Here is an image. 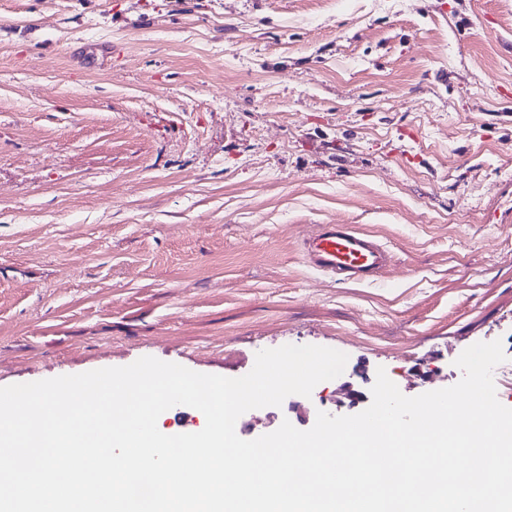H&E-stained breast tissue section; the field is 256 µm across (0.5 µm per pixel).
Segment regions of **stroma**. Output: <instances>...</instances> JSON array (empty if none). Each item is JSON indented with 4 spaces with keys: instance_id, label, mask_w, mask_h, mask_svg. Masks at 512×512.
<instances>
[{
    "instance_id": "35a3bbf8",
    "label": "stroma",
    "mask_w": 512,
    "mask_h": 512,
    "mask_svg": "<svg viewBox=\"0 0 512 512\" xmlns=\"http://www.w3.org/2000/svg\"><path fill=\"white\" fill-rule=\"evenodd\" d=\"M326 224L384 272L312 267ZM494 340L512 365V0H0V386L347 354L252 440Z\"/></svg>"
}]
</instances>
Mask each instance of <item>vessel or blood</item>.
Listing matches in <instances>:
<instances>
[{
  "instance_id": "vessel-or-blood-1",
  "label": "vessel or blood",
  "mask_w": 512,
  "mask_h": 512,
  "mask_svg": "<svg viewBox=\"0 0 512 512\" xmlns=\"http://www.w3.org/2000/svg\"><path fill=\"white\" fill-rule=\"evenodd\" d=\"M308 258L316 269L364 280L381 273L384 251L373 237L346 224H328L310 240Z\"/></svg>"
}]
</instances>
